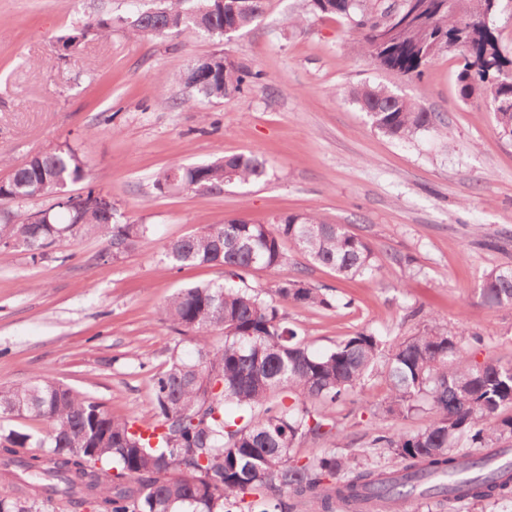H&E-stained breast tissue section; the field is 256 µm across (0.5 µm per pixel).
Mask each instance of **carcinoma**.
I'll return each mask as SVG.
<instances>
[{
	"instance_id": "cac0c4a2",
	"label": "carcinoma",
	"mask_w": 512,
	"mask_h": 512,
	"mask_svg": "<svg viewBox=\"0 0 512 512\" xmlns=\"http://www.w3.org/2000/svg\"><path fill=\"white\" fill-rule=\"evenodd\" d=\"M157 0L135 14L138 37H169L189 29L218 37L251 25L264 0H242L235 10L224 0ZM317 15L344 19L357 33V50L379 68L417 78L446 52H456L460 94H483L500 132L512 133V59L473 0H415L414 16L396 27L389 0H307ZM112 19L89 18L77 34L56 38L68 46L79 38L104 37ZM214 54L189 65L181 83L192 96L229 99L263 78V73ZM349 96L371 125L392 140H407L440 122L429 112L381 84L351 87ZM180 182L218 189L229 176L240 183L261 180L266 161L255 154L223 155L192 167L171 166L157 174L159 191ZM86 162L68 142L32 157L0 181V200L18 205L0 212V252L22 249L34 263L77 235L105 243L102 256L118 259L153 235L149 224L125 219L112 197L87 188L70 202L34 213L23 204L83 181ZM342 279L381 272L375 249L342 224L317 212L289 213L269 224L242 218L207 224L164 245L175 268L224 267V282L183 288L159 308L160 320L195 346L194 355L171 356L151 376L158 424L145 434L138 418H118L104 405L54 381L39 379L0 387V419H43L46 437L0 428V512H334L340 502L352 512L388 504L391 512L435 501L494 506L512 499V364L475 360L479 336L429 329L394 346L359 329L322 353L309 349L288 326L279 302L330 310L334 295L298 276L279 280L273 297L237 281L252 270L284 269L285 244ZM480 296L490 306L512 305V266L494 267ZM222 344L211 343L214 332ZM387 384V417L429 414L420 429L388 434L374 428L371 447L400 460L386 471L365 454L311 448L301 442L336 436L330 410L357 411L355 396L374 375ZM30 452L24 453L22 449ZM473 448L487 452L476 455Z\"/></svg>"
}]
</instances>
